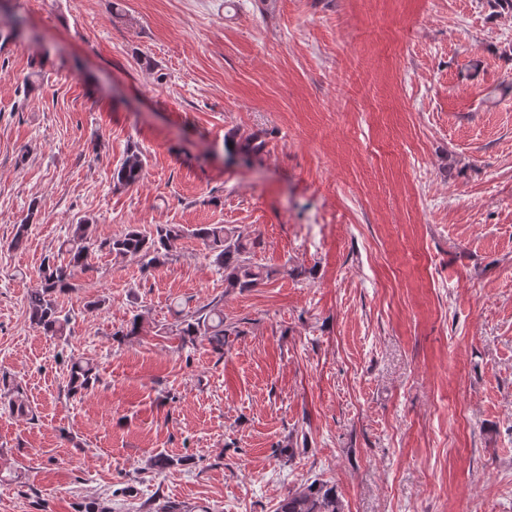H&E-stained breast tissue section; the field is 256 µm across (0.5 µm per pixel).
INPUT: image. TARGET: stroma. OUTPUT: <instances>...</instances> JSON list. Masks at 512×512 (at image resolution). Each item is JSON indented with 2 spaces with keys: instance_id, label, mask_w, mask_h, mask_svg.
I'll return each instance as SVG.
<instances>
[{
  "instance_id": "stroma-1",
  "label": "stroma",
  "mask_w": 512,
  "mask_h": 512,
  "mask_svg": "<svg viewBox=\"0 0 512 512\" xmlns=\"http://www.w3.org/2000/svg\"><path fill=\"white\" fill-rule=\"evenodd\" d=\"M0 512H275L319 479L344 512H512V14L487 0H0ZM255 133L244 165L224 135ZM145 176L112 173L130 146ZM181 224L168 261L90 252L26 296L69 227ZM28 238L9 249L18 224ZM199 224L270 281L225 294ZM224 299L223 354L160 334ZM105 298V306L89 300ZM141 335L118 337L133 316ZM101 380L66 393V359ZM185 457L161 474L158 453ZM3 28L16 35L26 32L29 39L32 41H39L41 39V36L37 32L28 30L25 18L14 11L4 9L3 6H0V29L2 30Z\"/></svg>"
}]
</instances>
